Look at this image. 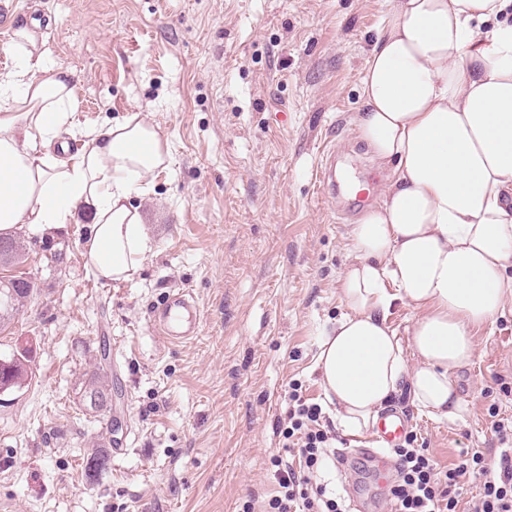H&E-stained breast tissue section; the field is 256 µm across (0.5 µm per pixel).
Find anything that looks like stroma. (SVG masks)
<instances>
[{"mask_svg": "<svg viewBox=\"0 0 512 512\" xmlns=\"http://www.w3.org/2000/svg\"><path fill=\"white\" fill-rule=\"evenodd\" d=\"M392 0H18L12 24L38 21L48 60L70 67L76 122L137 113L171 147L138 198L154 251L129 281L96 279L87 220L24 225L20 270L39 291L0 333V356L28 351L33 375L0 393V512H262L269 457L291 380L323 402L317 341L346 309L338 279L347 231L381 200L391 172L367 156L353 116L371 44ZM334 151L342 190L319 179ZM189 290L199 332L172 342L153 326L162 300ZM454 382L465 411L450 422L411 402L417 446L443 468L480 450L499 457L490 405L512 416V310L475 333ZM112 362V415L80 410L100 348ZM121 450H113V442ZM372 433L336 435L348 464L326 480L370 512L388 500L363 454ZM110 449L86 481L87 448Z\"/></svg>", "mask_w": 512, "mask_h": 512, "instance_id": "obj_1", "label": "stroma"}]
</instances>
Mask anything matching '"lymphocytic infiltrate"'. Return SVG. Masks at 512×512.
Returning <instances> with one entry per match:
<instances>
[{
  "label": "lymphocytic infiltrate",
  "mask_w": 512,
  "mask_h": 512,
  "mask_svg": "<svg viewBox=\"0 0 512 512\" xmlns=\"http://www.w3.org/2000/svg\"><path fill=\"white\" fill-rule=\"evenodd\" d=\"M489 414L502 446L497 462L475 452L444 471L427 449L415 447L414 437L393 449L397 475L388 500L394 512H464L459 507L460 489L470 477L480 479V493L465 512H512V418L500 417L494 408ZM323 420L321 405L304 397L302 383L289 382L287 417L277 435L283 447L297 449L298 462L291 465L282 456L271 457L276 488L264 512H349L345 497L319 478L329 460L331 440Z\"/></svg>",
  "instance_id": "lymphocytic-infiltrate-1"
}]
</instances>
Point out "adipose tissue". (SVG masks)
I'll use <instances>...</instances> for the list:
<instances>
[{
    "label": "adipose tissue",
    "instance_id": "1",
    "mask_svg": "<svg viewBox=\"0 0 512 512\" xmlns=\"http://www.w3.org/2000/svg\"><path fill=\"white\" fill-rule=\"evenodd\" d=\"M511 9L512 0H393L368 52L354 123L393 176L348 231L347 312L316 355L344 435L374 426L403 388L429 413L461 417L453 375L472 362L476 330L512 306ZM11 50L0 74V233L87 214L96 277L132 279L153 251L133 200L168 163V141L132 114L57 154L60 132L75 125L73 72L47 61L30 25L14 30ZM398 301L417 311L406 348L387 323Z\"/></svg>",
    "mask_w": 512,
    "mask_h": 512
}]
</instances>
